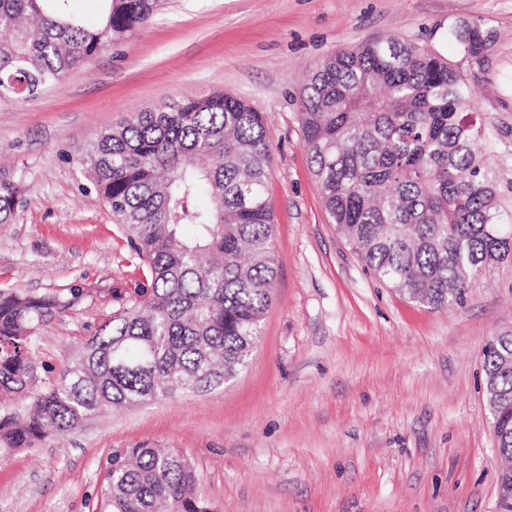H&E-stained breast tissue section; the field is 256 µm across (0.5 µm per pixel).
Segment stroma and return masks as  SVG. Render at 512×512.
I'll return each instance as SVG.
<instances>
[{"label":"stroma","instance_id":"obj_1","mask_svg":"<svg viewBox=\"0 0 512 512\" xmlns=\"http://www.w3.org/2000/svg\"><path fill=\"white\" fill-rule=\"evenodd\" d=\"M497 33L475 105L512 210V0H166L152 20L34 98L0 99V286L93 288L39 330L71 365L144 268L81 160L134 113L225 92L263 112L277 276L247 366L207 393L105 409L33 448L0 449V512H103L112 453L146 443L196 468L214 512H512L484 419L482 352L512 331V263L433 310L367 274L330 224L304 147L299 90L327 56L396 35L459 62L448 28ZM23 187L11 181H0V224H6L24 201Z\"/></svg>","mask_w":512,"mask_h":512}]
</instances>
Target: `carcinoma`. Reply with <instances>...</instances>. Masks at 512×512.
<instances>
[{"label": "carcinoma", "instance_id": "cac0c4a2", "mask_svg": "<svg viewBox=\"0 0 512 512\" xmlns=\"http://www.w3.org/2000/svg\"><path fill=\"white\" fill-rule=\"evenodd\" d=\"M70 0H0V98H32L140 29L157 0H99L98 24ZM468 70L487 74L495 32L448 29ZM476 88L461 65L396 36L340 50L299 94L301 133L326 215L366 271L434 309L512 261L498 164L482 137ZM150 284L111 291L116 310L59 376L34 355L36 330L92 288L0 289V447L33 448L103 409L198 395L247 362L273 300L270 141L263 113L214 93L133 114L82 159ZM209 203H200L202 196ZM23 187L0 181V224ZM194 227L186 236L182 228ZM485 413L512 458V333L483 350ZM30 398L17 413L9 397ZM180 453L139 445L112 453L108 512H213Z\"/></svg>", "mask_w": 512, "mask_h": 512}]
</instances>
